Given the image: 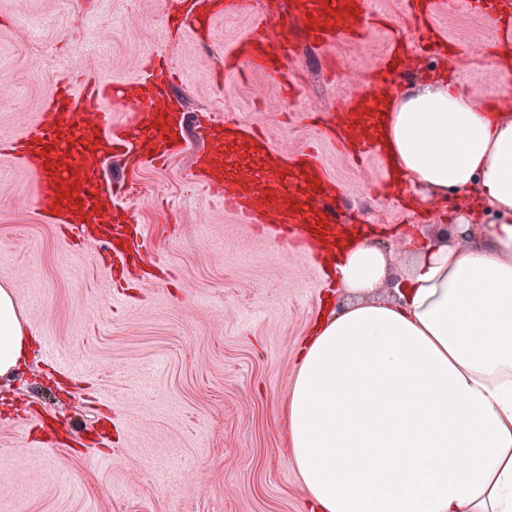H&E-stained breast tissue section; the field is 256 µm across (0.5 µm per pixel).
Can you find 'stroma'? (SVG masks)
<instances>
[{
  "label": "stroma",
  "mask_w": 512,
  "mask_h": 512,
  "mask_svg": "<svg viewBox=\"0 0 512 512\" xmlns=\"http://www.w3.org/2000/svg\"><path fill=\"white\" fill-rule=\"evenodd\" d=\"M369 14L357 38L299 46L291 97L263 74L224 71L225 49L253 16H215L202 41L167 39L158 0H0V141L35 122L58 80H130L147 53L165 56L188 112L257 127L282 154L315 146L346 199L343 218L370 229L398 276L409 257L395 228L436 239L460 193L408 207L385 159L352 161L312 114L341 121L346 88L377 92L395 39L410 55L403 89L458 73L487 104L504 78L486 58L495 30L461 0H444L431 20L454 46L444 57L421 51L404 0H371ZM210 146L192 132L167 164L104 163L125 185L141 255L121 288L95 242L42 220L32 175L0 156V284L39 341L0 378V512H304L285 403L300 344L348 296L315 255L237 223L202 190L191 173Z\"/></svg>",
  "instance_id": "obj_1"
}]
</instances>
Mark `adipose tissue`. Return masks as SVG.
<instances>
[{
  "label": "adipose tissue",
  "mask_w": 512,
  "mask_h": 512,
  "mask_svg": "<svg viewBox=\"0 0 512 512\" xmlns=\"http://www.w3.org/2000/svg\"><path fill=\"white\" fill-rule=\"evenodd\" d=\"M380 143L414 193L475 191L453 243L423 242L408 272L349 233L336 285L288 394L292 464L310 512H512V119L437 76L383 100ZM468 240L459 248L458 240ZM391 286V301L373 292ZM0 286V377L33 347Z\"/></svg>",
  "instance_id": "ef3b65f1"
}]
</instances>
